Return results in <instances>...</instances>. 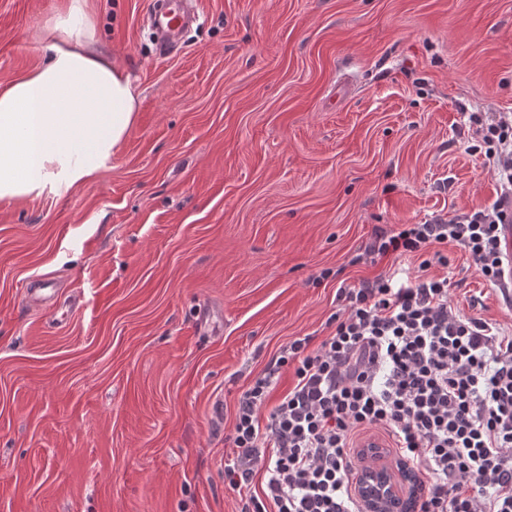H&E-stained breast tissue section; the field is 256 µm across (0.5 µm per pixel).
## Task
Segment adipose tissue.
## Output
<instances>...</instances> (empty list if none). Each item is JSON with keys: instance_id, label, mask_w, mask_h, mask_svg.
Masks as SVG:
<instances>
[{"instance_id": "ef3b65f1", "label": "adipose tissue", "mask_w": 512, "mask_h": 512, "mask_svg": "<svg viewBox=\"0 0 512 512\" xmlns=\"http://www.w3.org/2000/svg\"><path fill=\"white\" fill-rule=\"evenodd\" d=\"M86 2L47 21L42 63L0 90V200L69 194L108 167L133 123L131 76L93 49Z\"/></svg>"}]
</instances>
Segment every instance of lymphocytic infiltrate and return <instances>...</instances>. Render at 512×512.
<instances>
[{"label": "lymphocytic infiltrate", "instance_id": "lymphocytic-infiltrate-1", "mask_svg": "<svg viewBox=\"0 0 512 512\" xmlns=\"http://www.w3.org/2000/svg\"><path fill=\"white\" fill-rule=\"evenodd\" d=\"M484 164L512 193V114L470 115ZM500 205L378 231L372 262H418L338 288L320 344L282 346L242 392L225 441L224 481L241 512H362L358 439L376 431L419 478L415 512H512V327L454 308L442 245L468 252L486 282L505 281ZM293 383L275 388L284 370Z\"/></svg>", "mask_w": 512, "mask_h": 512}]
</instances>
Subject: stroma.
<instances>
[{"label": "stroma", "mask_w": 512, "mask_h": 512, "mask_svg": "<svg viewBox=\"0 0 512 512\" xmlns=\"http://www.w3.org/2000/svg\"><path fill=\"white\" fill-rule=\"evenodd\" d=\"M89 2L138 110L68 195L0 200V512H240L224 438L253 375L390 271L376 231L495 199L468 115L512 113V0H196L169 55L151 0ZM66 3L0 0V89ZM444 252L458 310L512 324Z\"/></svg>", "instance_id": "obj_1"}]
</instances>
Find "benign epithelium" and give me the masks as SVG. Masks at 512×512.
Instances as JSON below:
<instances>
[{
    "mask_svg": "<svg viewBox=\"0 0 512 512\" xmlns=\"http://www.w3.org/2000/svg\"><path fill=\"white\" fill-rule=\"evenodd\" d=\"M363 455L373 460L364 471L357 490L366 512H396L401 498L396 479L413 484L416 482L414 473L403 466L395 471L380 463L382 451L375 446L363 449Z\"/></svg>",
    "mask_w": 512,
    "mask_h": 512,
    "instance_id": "benign-epithelium-1",
    "label": "benign epithelium"
}]
</instances>
